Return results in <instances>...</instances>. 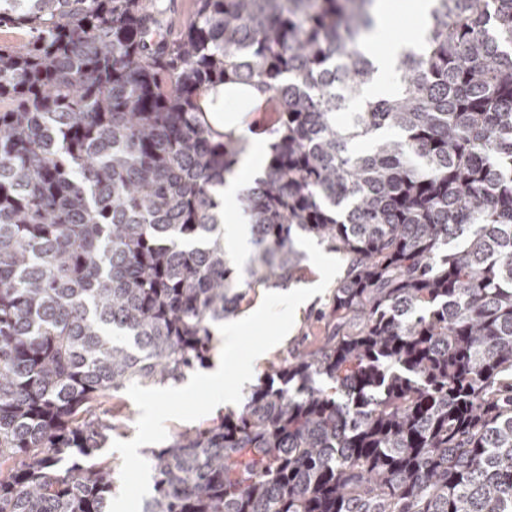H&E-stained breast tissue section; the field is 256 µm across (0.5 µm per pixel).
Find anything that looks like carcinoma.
I'll use <instances>...</instances> for the list:
<instances>
[{"mask_svg":"<svg viewBox=\"0 0 512 512\" xmlns=\"http://www.w3.org/2000/svg\"><path fill=\"white\" fill-rule=\"evenodd\" d=\"M195 3L0 0V512H109L98 398L204 364L300 236L347 259L322 343L152 452L142 512H512V0H432L354 112L375 0ZM227 81L279 112L244 277Z\"/></svg>","mask_w":512,"mask_h":512,"instance_id":"cac0c4a2","label":"carcinoma"}]
</instances>
